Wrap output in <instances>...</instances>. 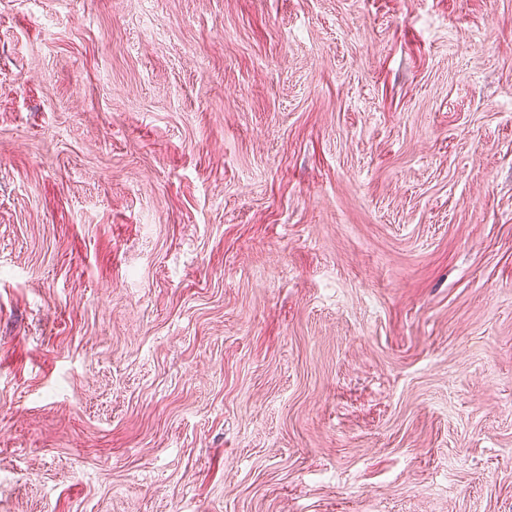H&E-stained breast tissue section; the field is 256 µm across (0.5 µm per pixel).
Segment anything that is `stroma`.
<instances>
[{
    "label": "stroma",
    "mask_w": 512,
    "mask_h": 512,
    "mask_svg": "<svg viewBox=\"0 0 512 512\" xmlns=\"http://www.w3.org/2000/svg\"><path fill=\"white\" fill-rule=\"evenodd\" d=\"M0 512H512V0H0Z\"/></svg>",
    "instance_id": "obj_1"
}]
</instances>
